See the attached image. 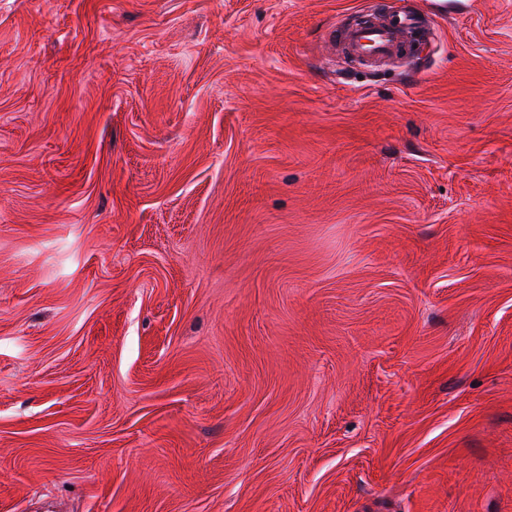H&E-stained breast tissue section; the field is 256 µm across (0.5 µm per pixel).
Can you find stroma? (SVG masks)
I'll return each mask as SVG.
<instances>
[{
  "label": "stroma",
  "instance_id": "stroma-1",
  "mask_svg": "<svg viewBox=\"0 0 512 512\" xmlns=\"http://www.w3.org/2000/svg\"><path fill=\"white\" fill-rule=\"evenodd\" d=\"M0 0V512H512V0ZM405 63L329 55L378 9Z\"/></svg>",
  "mask_w": 512,
  "mask_h": 512
}]
</instances>
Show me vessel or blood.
<instances>
[{"label": "vessel or blood", "instance_id": "obj_1", "mask_svg": "<svg viewBox=\"0 0 512 512\" xmlns=\"http://www.w3.org/2000/svg\"><path fill=\"white\" fill-rule=\"evenodd\" d=\"M417 15L410 10L394 11L364 26H336L327 41L338 44L350 55L384 62L403 57L406 33L418 30Z\"/></svg>", "mask_w": 512, "mask_h": 512}]
</instances>
